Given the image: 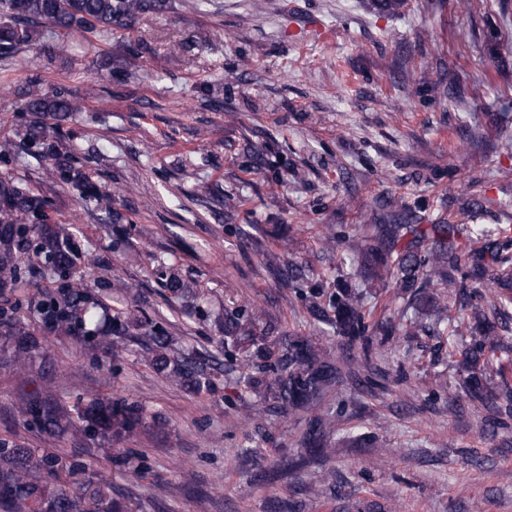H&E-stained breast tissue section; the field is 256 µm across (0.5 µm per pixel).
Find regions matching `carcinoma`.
<instances>
[{
  "mask_svg": "<svg viewBox=\"0 0 512 512\" xmlns=\"http://www.w3.org/2000/svg\"><path fill=\"white\" fill-rule=\"evenodd\" d=\"M406 0H371L369 8L379 15H397ZM171 0H0V62L8 64L43 34L50 36L73 31L110 36L121 33L133 39L137 24L148 13L162 14ZM427 67L435 75L426 88L414 92L423 103L442 98L465 102L460 78L448 71L437 55ZM84 109L83 100L62 88L43 90L37 80L29 83L20 111L32 119L24 122L13 137L0 140V163L13 162L19 151L42 165L47 177L62 190L74 191L83 201L96 202L114 224L124 215L112 208V198L124 193L115 186L112 195L101 192L82 169L74 165V155L61 131L62 122ZM238 167L262 173L270 189L281 181L280 173L269 168L263 153L245 144L238 154ZM448 204H460L462 213L483 209L473 185L448 188ZM53 202L35 192L26 182L9 175L0 176V291H24L30 280H53L55 287L26 299L27 319L7 314L0 307V368L25 374L36 360H45L43 330L69 336L82 346L104 352L133 336L143 346L149 364L175 385L201 391L211 384L206 357L182 356L172 352L167 336L151 322L112 311L105 300L85 283L79 268L84 261L76 225L54 217ZM420 207L404 196H388L367 214L372 239L377 246L366 248L356 240L348 248L360 254L358 275L372 286L391 281L396 295L416 303L430 287L450 290L443 303H434L436 322L448 318V301H454L460 316L452 319L451 333L461 334L469 318L477 322L479 335L458 363V388L470 400L491 406L499 415L512 417V392L487 386L488 362L485 352L510 350L498 333L495 317L502 323L512 309V255L504 253L506 243L493 238L494 230L473 224L471 239L481 246L468 252L459 248V227L443 218L424 223ZM267 269L273 279L300 288L305 270L272 257ZM164 287L178 297L191 285L174 274L165 275ZM366 292L346 283L326 295L320 287H310L308 312L350 345H365L370 331L385 336H412L417 324L390 320L369 325L365 322ZM248 346L245 365L250 385L261 399L283 408L308 411L340 379L336 360L307 336L279 329L267 319L264 309L224 311V347ZM19 414L46 434L47 448H27L0 436V512H129L102 487L89 496L74 494L51 479L59 457L51 451L55 444L71 437L90 441L92 447L120 441L136 432L160 425L152 416L147 422L145 408L126 397H97L64 400L52 390L51 380L22 395ZM334 427L330 418L315 417L303 438L309 458L323 456V437Z\"/></svg>",
  "mask_w": 512,
  "mask_h": 512,
  "instance_id": "carcinoma-1",
  "label": "carcinoma"
}]
</instances>
